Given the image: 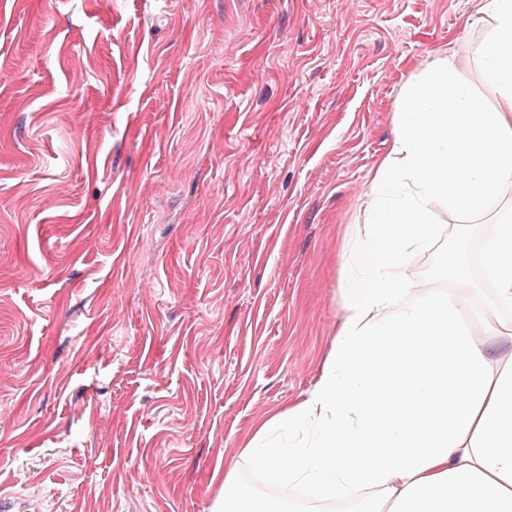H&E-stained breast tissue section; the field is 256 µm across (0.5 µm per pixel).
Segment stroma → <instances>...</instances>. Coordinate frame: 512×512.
I'll use <instances>...</instances> for the list:
<instances>
[{
    "label": "stroma",
    "mask_w": 512,
    "mask_h": 512,
    "mask_svg": "<svg viewBox=\"0 0 512 512\" xmlns=\"http://www.w3.org/2000/svg\"><path fill=\"white\" fill-rule=\"evenodd\" d=\"M487 0H0V512H213L318 381L351 225ZM474 263L495 213L435 204Z\"/></svg>",
    "instance_id": "35a3bbf8"
}]
</instances>
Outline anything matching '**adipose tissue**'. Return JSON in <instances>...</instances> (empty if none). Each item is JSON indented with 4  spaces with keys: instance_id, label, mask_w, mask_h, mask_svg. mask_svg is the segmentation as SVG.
<instances>
[{
    "instance_id": "obj_1",
    "label": "adipose tissue",
    "mask_w": 512,
    "mask_h": 512,
    "mask_svg": "<svg viewBox=\"0 0 512 512\" xmlns=\"http://www.w3.org/2000/svg\"><path fill=\"white\" fill-rule=\"evenodd\" d=\"M477 76L485 107L452 57L419 71L399 96L397 132L342 256L345 283L334 346L317 384L269 418L242 457L277 486L256 494L224 469L216 512H299L289 496L349 512H512V0H487ZM475 216L498 205L483 241L491 296L475 305L467 267L449 293L406 275L409 252L433 240V203ZM293 430L288 445L276 438Z\"/></svg>"
}]
</instances>
